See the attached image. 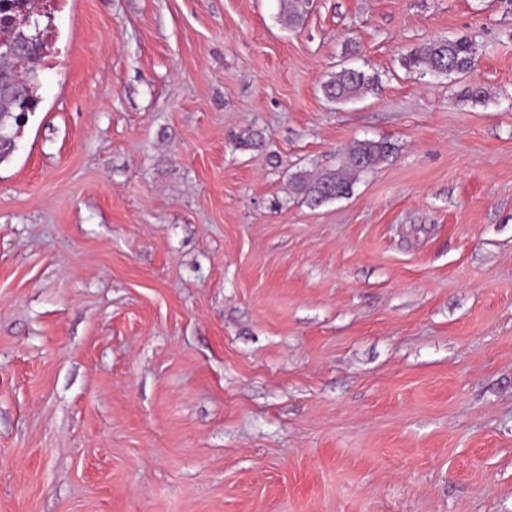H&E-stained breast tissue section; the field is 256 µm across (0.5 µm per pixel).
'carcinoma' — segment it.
I'll use <instances>...</instances> for the list:
<instances>
[{"label":"carcinoma","instance_id":"1","mask_svg":"<svg viewBox=\"0 0 512 512\" xmlns=\"http://www.w3.org/2000/svg\"><path fill=\"white\" fill-rule=\"evenodd\" d=\"M307 0H283L282 19L291 29L304 19ZM44 11L37 0H0V16L36 15ZM7 40L0 46V163L10 160L13 144L22 133L28 115L38 106L36 78L38 69L50 55L47 28L17 23L5 28ZM408 69L423 74L467 73L476 65L472 42L466 37L440 38L425 44L405 58ZM373 83V78L359 68H342L323 85L325 97L333 102L353 99ZM394 146L386 140L364 139L348 150L346 163L337 169L311 178L296 173L291 189L309 205L316 207L353 191L354 177L375 163L388 159Z\"/></svg>","mask_w":512,"mask_h":512}]
</instances>
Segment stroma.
<instances>
[{
    "label": "stroma",
    "mask_w": 512,
    "mask_h": 512,
    "mask_svg": "<svg viewBox=\"0 0 512 512\" xmlns=\"http://www.w3.org/2000/svg\"><path fill=\"white\" fill-rule=\"evenodd\" d=\"M281 7L52 0L0 164V512H512V0ZM462 36L473 71L405 67ZM373 83V78L359 68H342L323 85L325 97L333 102L353 99ZM394 146L386 140L364 139L356 141L348 150L346 163L337 169L311 178L295 173L290 179L291 189L310 206H320L353 191L354 177L375 163L388 159Z\"/></svg>",
    "instance_id": "35a3bbf8"
}]
</instances>
